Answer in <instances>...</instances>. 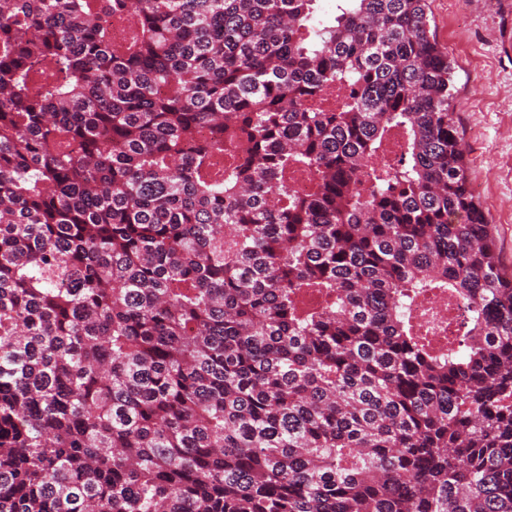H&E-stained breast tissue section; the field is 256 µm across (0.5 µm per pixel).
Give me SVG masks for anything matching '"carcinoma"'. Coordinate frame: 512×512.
I'll list each match as a JSON object with an SVG mask.
<instances>
[{"mask_svg":"<svg viewBox=\"0 0 512 512\" xmlns=\"http://www.w3.org/2000/svg\"><path fill=\"white\" fill-rule=\"evenodd\" d=\"M318 2L0 0V512H512L454 65L428 0ZM414 307L419 311L430 310V313H434L441 322L432 333L428 334L433 344L446 346L449 338L457 335V323L461 320V311L447 294H430L428 297H421L417 299Z\"/></svg>","mask_w":512,"mask_h":512,"instance_id":"obj_1","label":"carcinoma"}]
</instances>
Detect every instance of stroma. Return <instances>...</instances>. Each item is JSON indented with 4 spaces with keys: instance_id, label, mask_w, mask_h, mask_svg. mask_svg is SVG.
Segmentation results:
<instances>
[{
    "instance_id": "stroma-1",
    "label": "stroma",
    "mask_w": 512,
    "mask_h": 512,
    "mask_svg": "<svg viewBox=\"0 0 512 512\" xmlns=\"http://www.w3.org/2000/svg\"><path fill=\"white\" fill-rule=\"evenodd\" d=\"M429 17L456 64L450 110L470 187L512 271V0H429Z\"/></svg>"
}]
</instances>
